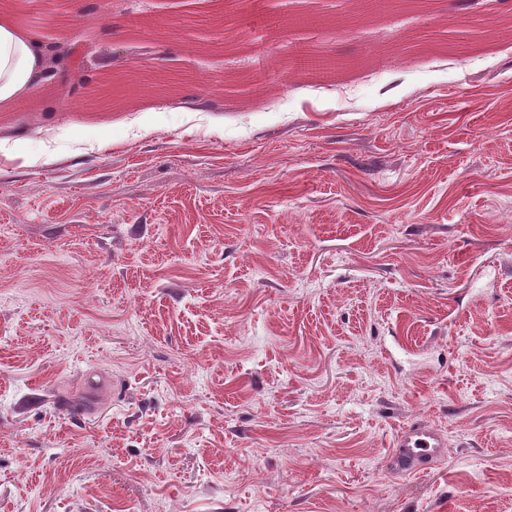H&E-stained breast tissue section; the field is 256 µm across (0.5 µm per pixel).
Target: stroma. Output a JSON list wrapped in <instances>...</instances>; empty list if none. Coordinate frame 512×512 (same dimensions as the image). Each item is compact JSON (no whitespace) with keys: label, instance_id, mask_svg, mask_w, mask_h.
Returning a JSON list of instances; mask_svg holds the SVG:
<instances>
[{"label":"stroma","instance_id":"stroma-1","mask_svg":"<svg viewBox=\"0 0 512 512\" xmlns=\"http://www.w3.org/2000/svg\"><path fill=\"white\" fill-rule=\"evenodd\" d=\"M81 4L0 0L81 83L0 106V512H512V0ZM447 453L442 433L427 423H413L397 432L385 459L386 467L401 476L427 472Z\"/></svg>","mask_w":512,"mask_h":512}]
</instances>
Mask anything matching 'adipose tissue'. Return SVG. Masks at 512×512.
Masks as SVG:
<instances>
[{
    "label": "adipose tissue",
    "instance_id": "adipose-tissue-1",
    "mask_svg": "<svg viewBox=\"0 0 512 512\" xmlns=\"http://www.w3.org/2000/svg\"><path fill=\"white\" fill-rule=\"evenodd\" d=\"M43 67L36 41L8 22H0V104L26 98Z\"/></svg>",
    "mask_w": 512,
    "mask_h": 512
}]
</instances>
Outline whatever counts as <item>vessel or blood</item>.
I'll list each match as a JSON object with an SVG mask.
<instances>
[{"mask_svg":"<svg viewBox=\"0 0 512 512\" xmlns=\"http://www.w3.org/2000/svg\"><path fill=\"white\" fill-rule=\"evenodd\" d=\"M447 453L442 433L426 423H414L397 432L385 459L386 467L401 476L427 472Z\"/></svg>","mask_w":512,"mask_h":512,"instance_id":"1","label":"vessel or blood"}]
</instances>
